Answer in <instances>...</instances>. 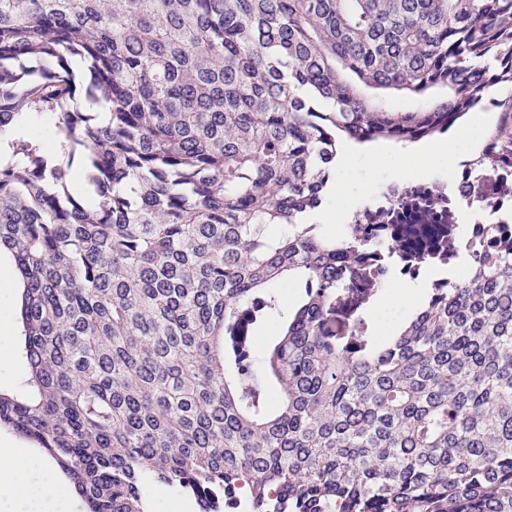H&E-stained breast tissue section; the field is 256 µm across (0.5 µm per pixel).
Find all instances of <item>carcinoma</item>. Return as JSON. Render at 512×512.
I'll return each mask as SVG.
<instances>
[{
	"mask_svg": "<svg viewBox=\"0 0 512 512\" xmlns=\"http://www.w3.org/2000/svg\"><path fill=\"white\" fill-rule=\"evenodd\" d=\"M495 97L512 110V0H0L29 369L0 426L87 512H154L155 486L201 512L231 487L242 512H512V251L381 342L365 243L316 222L344 141L429 139ZM47 112L57 154L8 134Z\"/></svg>",
	"mask_w": 512,
	"mask_h": 512,
	"instance_id": "obj_1",
	"label": "carcinoma"
}]
</instances>
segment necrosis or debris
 <instances>
[{"mask_svg":"<svg viewBox=\"0 0 512 512\" xmlns=\"http://www.w3.org/2000/svg\"><path fill=\"white\" fill-rule=\"evenodd\" d=\"M492 136H484L476 151L459 155L452 182L410 180L381 187L369 204L350 216L369 247L365 262L376 267L383 281L417 276L424 267L438 264L432 285L446 287L447 273L457 260L470 256L474 246L512 247V158L494 168L483 163L485 153L495 151ZM395 224H462L443 255H396L390 243Z\"/></svg>","mask_w":512,"mask_h":512,"instance_id":"1","label":"necrosis or debris"}]
</instances>
